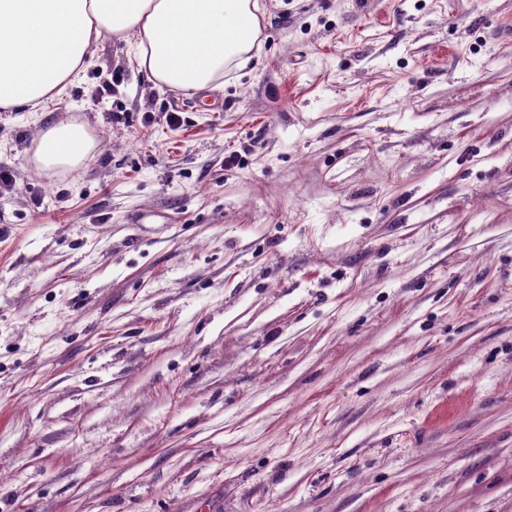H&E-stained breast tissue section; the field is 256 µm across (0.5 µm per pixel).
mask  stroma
<instances>
[{
  "label": "stroma",
  "mask_w": 512,
  "mask_h": 512,
  "mask_svg": "<svg viewBox=\"0 0 512 512\" xmlns=\"http://www.w3.org/2000/svg\"><path fill=\"white\" fill-rule=\"evenodd\" d=\"M258 2L0 112V512H512V0ZM94 148V140L86 126L73 121L46 125L36 140L35 167L52 170L76 168L84 164Z\"/></svg>",
  "instance_id": "1"
}]
</instances>
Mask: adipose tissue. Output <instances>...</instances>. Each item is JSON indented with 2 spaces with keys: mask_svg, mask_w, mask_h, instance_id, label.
I'll list each match as a JSON object with an SVG mask.
<instances>
[{
  "mask_svg": "<svg viewBox=\"0 0 512 512\" xmlns=\"http://www.w3.org/2000/svg\"><path fill=\"white\" fill-rule=\"evenodd\" d=\"M259 10L257 0H0V112L64 95L107 35L153 85L205 89L244 63ZM93 148L84 124L58 121L40 131L35 166L76 168Z\"/></svg>",
  "mask_w": 512,
  "mask_h": 512,
  "instance_id": "1",
  "label": "adipose tissue"
}]
</instances>
